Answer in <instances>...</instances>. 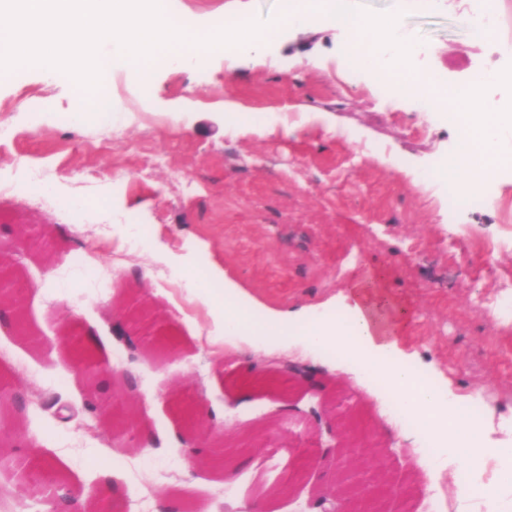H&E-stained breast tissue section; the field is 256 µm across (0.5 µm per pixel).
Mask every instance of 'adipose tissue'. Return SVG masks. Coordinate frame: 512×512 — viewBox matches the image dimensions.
<instances>
[{
    "instance_id": "adipose-tissue-1",
    "label": "adipose tissue",
    "mask_w": 512,
    "mask_h": 512,
    "mask_svg": "<svg viewBox=\"0 0 512 512\" xmlns=\"http://www.w3.org/2000/svg\"><path fill=\"white\" fill-rule=\"evenodd\" d=\"M383 303L376 281H356L343 316L319 317L305 325L302 333L309 343L347 352L349 362L379 374L405 405L421 414L426 430L447 434L452 442L461 436L481 437L483 421L460 420L462 404L418 379L414 366L390 337L381 313Z\"/></svg>"
}]
</instances>
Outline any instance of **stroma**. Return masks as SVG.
Listing matches in <instances>:
<instances>
[{"mask_svg":"<svg viewBox=\"0 0 512 512\" xmlns=\"http://www.w3.org/2000/svg\"><path fill=\"white\" fill-rule=\"evenodd\" d=\"M271 20L278 0H174L187 22L213 21L235 4ZM355 7L400 13L405 34L424 53L420 68L455 80L501 68L498 47L471 39L463 23L469 0H355ZM333 27L288 29L258 59L216 55L199 68L160 64L144 96L121 67L102 79L112 106L107 123L80 124L72 79L22 71L0 80V225L50 229V261L23 257L31 286L22 297L38 346L0 333V382L8 391L66 406L28 409L0 439V501L26 497L18 468L49 462L56 477L84 495L119 489L117 512H157L159 502H191L198 512H241L264 499L311 427H326L316 400L295 391L271 397L248 371L300 357L315 389L337 388L363 408L372 431L387 425L382 392L358 370L300 348L292 328L277 348L241 340L214 324L205 301L220 280L234 283L259 309L304 320L332 314L359 279L382 278L400 319L394 338L423 372L453 395L480 399L491 416L512 415V173L488 205L459 204L433 168L456 148L459 130L419 112L410 98L377 94L350 68ZM41 172L32 182L33 172ZM148 249L130 248L134 225ZM472 242L462 255L458 241ZM499 245L493 256L482 246ZM86 254L78 268L73 258ZM148 305L166 316L164 335L177 356L158 364L129 352L114 334L121 307ZM78 320L100 358L125 373L106 398L129 400L151 448L88 429L85 391L58 336ZM189 386L206 398L205 418L230 436L275 417L277 436L262 453L240 452L225 468L187 455L182 417L166 395ZM399 483L417 480L416 507L430 494L469 512L451 487V460L422 468L414 445L382 437Z\"/></svg>","mask_w":512,"mask_h":512,"instance_id":"obj_1","label":"stroma"}]
</instances>
